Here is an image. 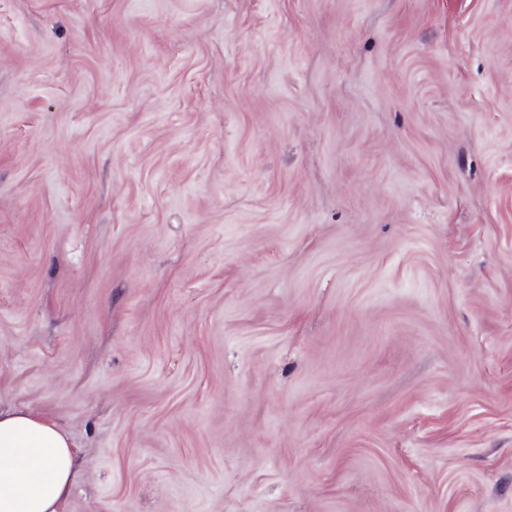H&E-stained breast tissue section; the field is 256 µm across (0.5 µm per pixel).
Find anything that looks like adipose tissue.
Returning <instances> with one entry per match:
<instances>
[{"label":"adipose tissue","mask_w":512,"mask_h":512,"mask_svg":"<svg viewBox=\"0 0 512 512\" xmlns=\"http://www.w3.org/2000/svg\"><path fill=\"white\" fill-rule=\"evenodd\" d=\"M74 475L66 433L29 411L0 410V512H58Z\"/></svg>","instance_id":"adipose-tissue-1"}]
</instances>
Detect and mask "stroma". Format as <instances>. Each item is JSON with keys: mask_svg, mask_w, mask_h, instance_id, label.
I'll return each instance as SVG.
<instances>
[{"mask_svg": "<svg viewBox=\"0 0 512 512\" xmlns=\"http://www.w3.org/2000/svg\"><path fill=\"white\" fill-rule=\"evenodd\" d=\"M60 512H512V0H0V409ZM70 439L27 410H0V512H59L75 475Z\"/></svg>", "mask_w": 512, "mask_h": 512, "instance_id": "35a3bbf8", "label": "stroma"}]
</instances>
